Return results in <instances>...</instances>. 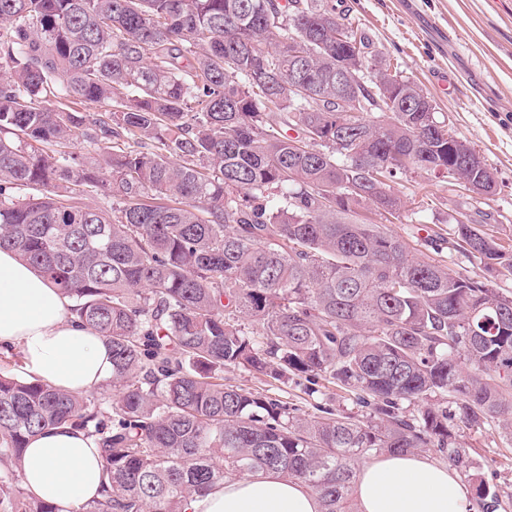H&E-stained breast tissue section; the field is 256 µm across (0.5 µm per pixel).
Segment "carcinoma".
<instances>
[{
	"label": "carcinoma",
	"instance_id": "1",
	"mask_svg": "<svg viewBox=\"0 0 512 512\" xmlns=\"http://www.w3.org/2000/svg\"><path fill=\"white\" fill-rule=\"evenodd\" d=\"M368 49L336 0H0V248L105 339L115 389L0 372V512H60L25 488L22 457L64 425L103 466L101 498L76 512H185L260 471L306 484L320 512H356L358 460L422 449L468 478L481 512L501 507L453 426L512 437V295L352 220L364 203L400 217L402 155L488 196L497 183L451 152L433 99L396 67L357 87L361 111H336V63L364 67ZM90 103L104 113L77 110ZM80 128L99 157L63 150ZM74 185L112 207L80 205ZM454 234L512 276L494 236L468 221ZM228 367L321 377L369 417L300 413L224 384Z\"/></svg>",
	"mask_w": 512,
	"mask_h": 512
}]
</instances>
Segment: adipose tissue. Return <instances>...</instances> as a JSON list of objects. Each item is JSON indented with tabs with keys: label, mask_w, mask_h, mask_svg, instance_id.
Returning a JSON list of instances; mask_svg holds the SVG:
<instances>
[{
	"label": "adipose tissue",
	"mask_w": 512,
	"mask_h": 512,
	"mask_svg": "<svg viewBox=\"0 0 512 512\" xmlns=\"http://www.w3.org/2000/svg\"><path fill=\"white\" fill-rule=\"evenodd\" d=\"M70 300L15 252L0 249V343L16 346L25 362L53 386L90 392L112 378V357L90 326L74 321ZM27 489L77 512L98 497L102 470L92 438L70 427L38 434L22 460ZM467 486L444 464L412 454L365 462L356 486L358 512H466ZM185 512H320L306 485L263 471L225 479L189 498Z\"/></svg>",
	"instance_id": "1"
}]
</instances>
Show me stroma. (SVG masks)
Masks as SVG:
<instances>
[{
    "mask_svg": "<svg viewBox=\"0 0 512 512\" xmlns=\"http://www.w3.org/2000/svg\"><path fill=\"white\" fill-rule=\"evenodd\" d=\"M352 21L366 32L374 65H400L405 77L434 99L449 131L466 142L494 174L497 192L477 197L446 178L410 175L396 180L395 193L406 208L388 223L395 234L423 253L427 241L446 237L437 261L463 276L483 275L474 259L456 250L449 239L460 214L483 223L512 251V0H346ZM448 74L440 86L434 74ZM225 383L259 392L313 413L364 415L352 395L325 381L291 377L280 383L255 372L229 368ZM461 440L490 487L506 496L512 512V445L498 428H460Z\"/></svg>",
    "mask_w": 512,
    "mask_h": 512,
    "instance_id": "1",
    "label": "stroma"
}]
</instances>
